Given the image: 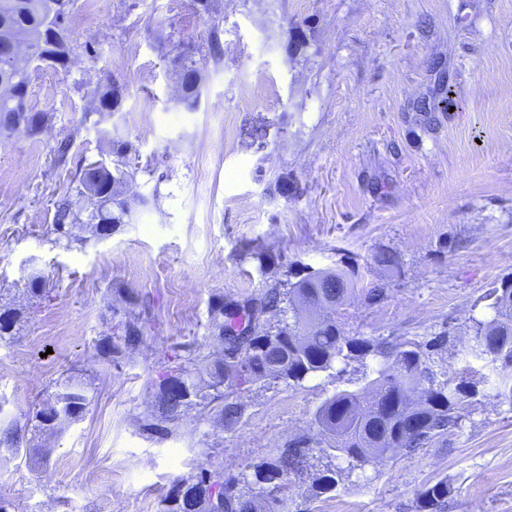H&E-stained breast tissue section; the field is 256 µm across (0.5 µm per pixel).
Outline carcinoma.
Masks as SVG:
<instances>
[{
  "instance_id": "1",
  "label": "carcinoma",
  "mask_w": 512,
  "mask_h": 512,
  "mask_svg": "<svg viewBox=\"0 0 512 512\" xmlns=\"http://www.w3.org/2000/svg\"><path fill=\"white\" fill-rule=\"evenodd\" d=\"M60 0H0V17L10 23L9 35L28 40L39 29L66 24L71 9L59 7ZM31 74L16 67L9 78L0 81V136L20 129L38 133V125L46 120L42 112H34L27 104V89ZM200 80L196 62L185 59L179 63L178 83L182 100L195 104ZM451 89L420 105L423 112H442L454 105ZM97 111L119 103V90L106 86L96 91ZM117 160L110 167L102 161L92 162L81 169L76 191L77 199L90 202L92 209L86 218L80 217L76 202L60 200L53 218V231L67 244L81 243V233L112 234L113 226L121 223L130 211V202L122 197L118 186L129 176L123 146L115 151ZM117 189L103 194L107 181ZM372 263L393 277L403 273L399 255L390 249L372 255ZM30 297L49 298L40 276L32 273L25 280ZM360 292L368 304L387 297L386 288L375 284L364 286L359 265L352 257L344 256L336 267L308 272L303 267L289 265L285 278L266 284L258 292L236 301L238 309L227 311V302L219 295L209 304V326L212 335L222 340L252 328L251 349L238 355L223 353L209 362L205 371L210 381L204 383L184 368L164 379L177 378L188 391L184 402H173L158 388L156 410L148 414L145 426L154 429L157 420H174L192 407H217L226 423L241 419L243 406L224 391V382L232 379L240 385V375L252 384L282 381L300 387L309 379L323 373L341 375L349 362L372 358L377 368L364 387L338 391L327 398L315 413L318 427L331 435L327 447L330 461L316 477V488L325 493L335 490L344 474L376 463L391 448L414 452L424 448L460 427L468 402L482 392L463 378L444 379L434 369L432 352L443 345L445 334L430 340L392 342L384 338L349 336L336 318V307L346 296ZM489 301L483 312L470 318V337L459 349L465 362L481 363L486 370L482 384L500 401L512 404V273L484 296ZM277 317V324H267L266 316ZM21 317L17 309L0 305V342L13 339ZM127 345L135 346L145 335L142 319L123 314L119 322ZM89 404L82 384L68 377L59 384L53 397L34 412V431L54 430L64 422L79 419ZM22 428L16 423L0 427V447L19 450ZM311 443L292 441L279 452L273 462H263L232 478L224 472L200 466L196 474L181 480L165 499L164 512H258L265 503L267 512H276L277 500L270 496L274 482L284 484L292 475L302 472ZM346 463L342 467L335 461ZM243 484L248 492L241 493ZM450 489L443 479L424 487L418 495L420 512H447Z\"/></svg>"
}]
</instances>
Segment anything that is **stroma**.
<instances>
[{"label": "stroma", "instance_id": "obj_1", "mask_svg": "<svg viewBox=\"0 0 512 512\" xmlns=\"http://www.w3.org/2000/svg\"><path fill=\"white\" fill-rule=\"evenodd\" d=\"M68 34L67 68L42 67L28 86L43 131L0 139V304L23 313L0 343V420L26 425L68 377L90 404L57 432L26 434L20 450L0 447L10 512H162L199 464L235 476L299 437L315 447L307 470L274 490L282 512H418L420 490L441 479L448 512H512V404L490 396L429 447L390 452L317 493L315 411L362 386L368 359L300 387H242L233 424L196 408L142 425L164 374L221 356L214 296L242 299L291 263L332 268L343 253L388 290L338 308L346 333L426 341L453 330L433 359L457 376L475 304L512 272V0H75ZM185 55L202 75L192 107L174 72ZM110 84L121 105L102 114L94 92ZM445 86L454 111H415ZM119 141L129 216L107 240L57 241L55 201L81 167L113 162ZM382 248L399 254L401 278L372 265ZM28 270L51 290L36 309ZM125 306L147 328L133 349L112 313Z\"/></svg>", "mask_w": 512, "mask_h": 512}]
</instances>
